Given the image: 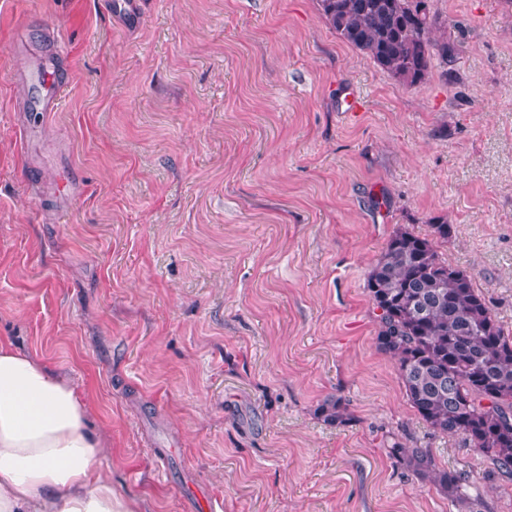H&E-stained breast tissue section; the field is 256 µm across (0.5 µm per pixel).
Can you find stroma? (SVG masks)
Returning a JSON list of instances; mask_svg holds the SVG:
<instances>
[{"label": "stroma", "instance_id": "1", "mask_svg": "<svg viewBox=\"0 0 512 512\" xmlns=\"http://www.w3.org/2000/svg\"><path fill=\"white\" fill-rule=\"evenodd\" d=\"M103 2L0 0V338L87 394L114 490L465 512L400 443L512 512V482L411 407L365 290L397 227L440 217L512 329V0H429L456 52L409 89L319 0H141L136 23ZM52 37L71 77L42 113L21 75ZM330 396L350 423L318 417ZM391 455L414 476L436 486L448 499L461 505H468L471 495L469 481L460 472L448 470L439 465L428 448L418 445H397L390 450Z\"/></svg>", "mask_w": 512, "mask_h": 512}]
</instances>
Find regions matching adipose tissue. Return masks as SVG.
<instances>
[{"label":"adipose tissue","instance_id":"ef3b65f1","mask_svg":"<svg viewBox=\"0 0 512 512\" xmlns=\"http://www.w3.org/2000/svg\"><path fill=\"white\" fill-rule=\"evenodd\" d=\"M87 396L0 339V512H135L112 487Z\"/></svg>","mask_w":512,"mask_h":512}]
</instances>
